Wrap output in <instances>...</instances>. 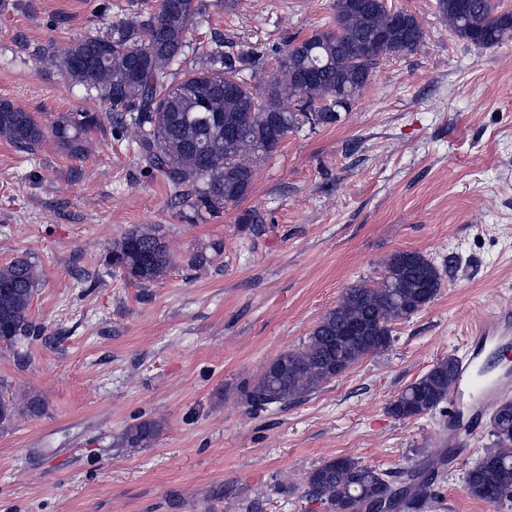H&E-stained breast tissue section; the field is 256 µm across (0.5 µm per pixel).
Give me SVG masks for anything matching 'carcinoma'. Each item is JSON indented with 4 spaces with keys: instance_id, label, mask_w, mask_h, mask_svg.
<instances>
[{
    "instance_id": "1",
    "label": "carcinoma",
    "mask_w": 512,
    "mask_h": 512,
    "mask_svg": "<svg viewBox=\"0 0 512 512\" xmlns=\"http://www.w3.org/2000/svg\"><path fill=\"white\" fill-rule=\"evenodd\" d=\"M106 35L39 50L36 64L54 69L86 90L89 105L60 115L46 129L35 116L0 99V138L33 151L52 133L69 155L84 152L87 136L108 119L130 139L146 168L158 173L177 204L219 214L244 199L257 164L288 134L331 126L349 111L369 84L381 58L415 50L425 37L418 18L379 0H335L336 24L311 36L290 38L274 56L262 86L244 78L260 68L251 51L204 55L202 66L174 80L173 67L192 50L191 29L204 18L201 0H158ZM438 13L460 38L492 47L512 37V11L495 0H437ZM173 262L156 229L134 228L112 247V265L130 282L147 286L164 278ZM380 281L345 289L300 348L279 354L246 390L256 409L286 404L312 393L363 357L387 350L392 324L428 305L442 288L435 264L416 251H399ZM39 283L36 266L16 258L0 267V343L11 345L41 334L29 315ZM456 372L453 356L442 358L388 407L397 419L435 411L445 402ZM161 423L143 420L121 434L127 448H146ZM492 446L466 471L464 491L493 504L512 503V399L500 401L490 419ZM308 495L330 512H367L375 502H396L386 473L349 457L329 459L306 476ZM431 497L430 482H418L405 500L417 512Z\"/></svg>"
}]
</instances>
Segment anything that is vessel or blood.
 <instances>
[{
	"instance_id": "vessel-or-blood-1",
	"label": "vessel or blood",
	"mask_w": 512,
	"mask_h": 512,
	"mask_svg": "<svg viewBox=\"0 0 512 512\" xmlns=\"http://www.w3.org/2000/svg\"><path fill=\"white\" fill-rule=\"evenodd\" d=\"M512 343V312L503 310L484 322L470 338L465 353L457 357L458 376L448 390V445L457 447L458 434L470 427L484 412L493 407L501 392L512 385V375L493 374L483 366L501 354ZM472 403L468 416H459L456 407L463 396Z\"/></svg>"
}]
</instances>
